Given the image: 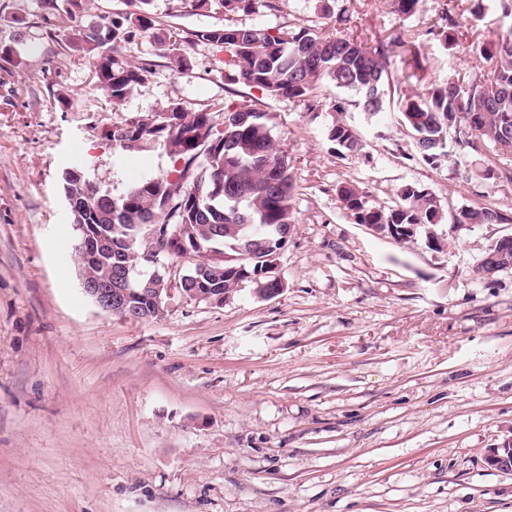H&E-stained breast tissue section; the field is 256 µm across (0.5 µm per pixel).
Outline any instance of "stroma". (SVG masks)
<instances>
[{
    "instance_id": "1",
    "label": "stroma",
    "mask_w": 512,
    "mask_h": 512,
    "mask_svg": "<svg viewBox=\"0 0 512 512\" xmlns=\"http://www.w3.org/2000/svg\"><path fill=\"white\" fill-rule=\"evenodd\" d=\"M48 2L0 0V512H512V474L484 461L512 439V270L478 272L512 234V153L478 139L427 163L397 112L368 119L328 84L313 109L261 96L193 39L311 28L369 45L398 31L411 40L391 63L398 98L483 73L471 43L512 17L488 10L449 47L431 26L469 17L473 0H420L408 18L391 0L236 12L151 0L157 31L192 40L189 64L174 68L148 33L122 42L150 73L116 105L68 35L130 0H87L79 20ZM231 101L270 114L291 161L295 222L274 258L284 291L263 299L247 281L221 304L173 294L153 319L103 312L81 285L63 169L121 194L172 163L157 146L120 154L109 129L171 104L217 116ZM339 118L359 153L329 141ZM345 184L386 208L405 186L431 192L447 246L354 223ZM483 203L504 222L455 223Z\"/></svg>"
}]
</instances>
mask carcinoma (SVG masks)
Returning a JSON list of instances; mask_svg holds the SVG:
<instances>
[{"mask_svg":"<svg viewBox=\"0 0 512 512\" xmlns=\"http://www.w3.org/2000/svg\"><path fill=\"white\" fill-rule=\"evenodd\" d=\"M137 9L102 24L79 27L69 37L71 50L88 58L98 86L112 103L120 104L150 73L132 67L119 55L117 44L149 33L154 20L150 0H136ZM257 0H183L194 9L219 6L228 11L248 10ZM447 28L446 45L453 44L463 21L451 14L441 17ZM253 28L224 27L196 34L224 52L228 78L260 90L271 97L286 96L308 101L323 83L359 96L362 110L374 117L391 96V53L406 45L400 34L377 36L369 47L350 37L318 31L268 30L253 35ZM175 66L187 63L188 40L159 38ZM472 51L495 59L482 78L464 85L458 79L432 83L424 94L399 101L401 122L409 129L424 161L435 163L454 130L462 147L475 136L491 144L512 137V32L493 40L476 42ZM248 116L233 133L224 130L209 112H186L178 104L163 111L114 126L108 137L126 154L148 143L162 146L176 167L173 176L141 178L124 193L99 194V200L71 214V222L83 224L86 236L104 247L96 261L83 267L93 280L110 277L120 265L142 270L137 239L149 224H164L170 235H180L185 244L200 243L229 258L212 262L210 277L200 284L220 294L238 282L244 272L254 273L265 265L271 249L266 242L280 240L293 223L292 201L296 186L288 156L276 147L267 113L230 101L224 120ZM329 140L349 153L362 150L359 137L343 122L329 130ZM63 193L82 201L84 180L73 177L62 183ZM338 196L356 224H437L442 218L436 197L415 186H406L400 202L392 208L375 207L355 187L346 184ZM502 216L493 207H464L454 217L456 224H493Z\"/></svg>","mask_w":512,"mask_h":512,"instance_id":"carcinoma-1","label":"carcinoma"}]
</instances>
